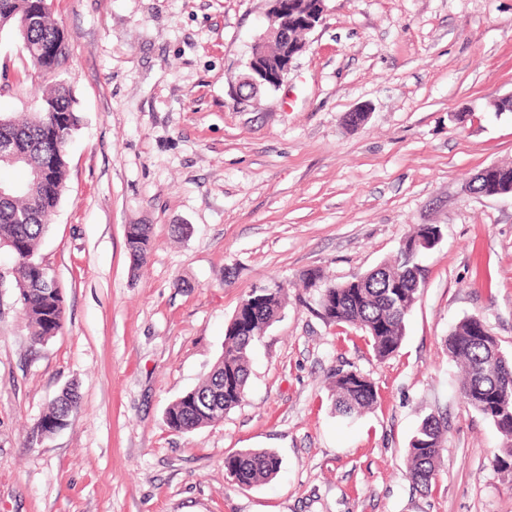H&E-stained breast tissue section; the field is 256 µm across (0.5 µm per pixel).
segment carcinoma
Returning <instances> with one entry per match:
<instances>
[{
  "label": "carcinoma",
  "mask_w": 512,
  "mask_h": 512,
  "mask_svg": "<svg viewBox=\"0 0 512 512\" xmlns=\"http://www.w3.org/2000/svg\"><path fill=\"white\" fill-rule=\"evenodd\" d=\"M6 28L35 70L53 73L69 55V37L43 8L42 0H0V31ZM77 124L74 99L62 82L46 90L35 112L0 114V149L14 146L23 154L17 163L0 158V167L24 172V179L9 183V191L0 196V242L10 243L16 257V288L36 344L49 341L63 327V292L59 285L46 280L38 250L65 188L66 148ZM151 235L149 224L128 226L126 248L134 265L146 263ZM423 285L417 256L400 250L377 269L346 282L326 284L334 291V298L330 304L321 302L324 319L330 325L360 328L368 336L373 356L387 360L401 346L405 319ZM285 301V288L276 281L266 291L243 299L248 313L225 327L224 352L214 369L201 384L166 408L169 429L185 433L218 423L242 403L250 375L249 353L276 321ZM485 331L481 319L465 318L448 333L445 346L462 370L459 391L463 401L501 434L503 446L496 461L507 468L512 465V404L502 409L497 395L512 399V360L500 353L495 336H486ZM330 392L332 411L345 419L362 415L378 399L375 383L353 370L333 374ZM78 404L79 395L73 388L56 396L40 423L41 432L66 427ZM444 431L441 420L430 414L410 441L409 478L420 489H431L442 458ZM280 467V458L268 449H248L224 457L227 478L240 488L270 482Z\"/></svg>",
  "instance_id": "1"
}]
</instances>
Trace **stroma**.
Wrapping results in <instances>:
<instances>
[{
	"instance_id": "stroma-1",
	"label": "stroma",
	"mask_w": 512,
	"mask_h": 512,
	"mask_svg": "<svg viewBox=\"0 0 512 512\" xmlns=\"http://www.w3.org/2000/svg\"><path fill=\"white\" fill-rule=\"evenodd\" d=\"M70 36L56 77L80 123L39 258L59 280L62 330L33 343L0 251V512H512L496 427L463 402L444 340L480 318L512 356V199L467 193L512 165V0H325L281 85L236 92L270 0H48ZM0 113L46 84L0 32ZM365 106L359 127L349 112ZM131 224L152 227L135 267ZM441 228L397 355L329 325L318 270L343 282ZM189 231L175 236L174 228ZM234 269L225 284L226 269ZM288 298L250 355L242 404L177 433L167 406L201 383L254 288ZM358 370L376 405L345 420L328 383ZM76 386L68 425L41 434ZM446 424L429 491L407 474L427 414ZM270 449L271 482L242 489L225 456ZM63 394V397H61ZM78 392L73 388H67L57 395L49 404L48 410L43 417L40 428L41 432H51L54 428L62 429L69 423L71 414L79 404Z\"/></svg>"
}]
</instances>
